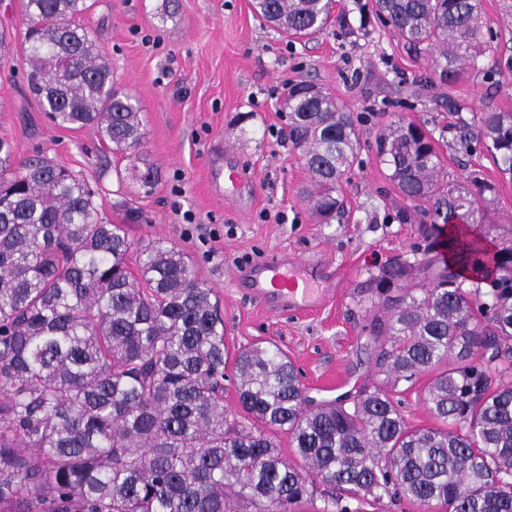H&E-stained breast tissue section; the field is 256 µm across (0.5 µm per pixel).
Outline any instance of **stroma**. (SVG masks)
Returning <instances> with one entry per match:
<instances>
[{"label": "stroma", "instance_id": "obj_1", "mask_svg": "<svg viewBox=\"0 0 512 512\" xmlns=\"http://www.w3.org/2000/svg\"><path fill=\"white\" fill-rule=\"evenodd\" d=\"M162 0H97L89 23L112 65L113 79L142 109L145 158L158 169L151 192L119 181L127 160L103 148L95 128L52 123L27 88V17L23 0H0V138L20 159L43 153L80 174L99 216L124 225L136 243L163 238L187 255L196 275L215 289L230 351L259 340L276 343L295 364L308 396L331 400L374 375L363 327L373 308L364 282L390 260L423 253L447 259V233L425 237L403 223L408 203L376 156L375 139L403 119L443 126L440 109L419 89L437 79L428 54L411 50L378 21L373 0H337L335 20L308 43L288 41L260 20L253 0H178L160 21ZM497 37L449 87L470 110H512V17L499 0H482ZM308 81L329 89L354 113L361 149L341 191L347 216L320 223L301 191L310 175L289 134L287 86ZM244 173L242 197L214 194L209 160ZM451 179L478 170L498 183L491 208L497 227L482 228L491 246H506L512 229V179L485 156L461 157L451 134L438 141ZM279 253L318 266L333 281L328 300L312 310L274 313L236 285L246 265Z\"/></svg>", "mask_w": 512, "mask_h": 512}]
</instances>
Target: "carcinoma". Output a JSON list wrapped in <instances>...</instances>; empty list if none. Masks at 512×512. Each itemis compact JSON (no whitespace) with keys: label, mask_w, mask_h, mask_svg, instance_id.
I'll return each mask as SVG.
<instances>
[{"label":"carcinoma","mask_w":512,"mask_h":512,"mask_svg":"<svg viewBox=\"0 0 512 512\" xmlns=\"http://www.w3.org/2000/svg\"><path fill=\"white\" fill-rule=\"evenodd\" d=\"M335 0H255V13L303 39L330 27ZM95 0H25L27 86L59 126H92L140 165L135 99L84 18ZM375 15L431 55L443 84L494 37L482 0H375ZM285 106L311 174L307 198L327 224L344 211L341 183L360 150L355 115L313 84ZM448 98L457 152L486 153L512 176V111L465 119ZM434 131L399 121L376 154L410 208L405 222L493 225L496 184L477 171L441 175ZM447 261L393 262L371 284L392 305L367 331L379 378L349 397L315 401L279 347L230 356L214 293L183 251L140 247L124 225L98 219L85 180L46 156L19 161L0 139V512H365L406 498L448 512H512V246L493 255L467 234ZM470 270L472 287L459 282ZM398 298L390 300V293ZM240 412L224 415L228 364ZM440 427H414L396 398L415 388ZM298 458L282 456L277 433Z\"/></svg>","instance_id":"carcinoma-1"}]
</instances>
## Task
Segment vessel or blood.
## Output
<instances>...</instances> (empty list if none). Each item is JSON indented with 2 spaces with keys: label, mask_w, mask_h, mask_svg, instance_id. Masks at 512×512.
Instances as JSON below:
<instances>
[{
  "label": "vessel or blood",
  "mask_w": 512,
  "mask_h": 512,
  "mask_svg": "<svg viewBox=\"0 0 512 512\" xmlns=\"http://www.w3.org/2000/svg\"><path fill=\"white\" fill-rule=\"evenodd\" d=\"M305 271L301 259L282 255L242 269L238 278L249 285L252 297L261 305L291 313L317 307L329 294L328 287H314Z\"/></svg>",
  "instance_id": "vessel-or-blood-1"
}]
</instances>
